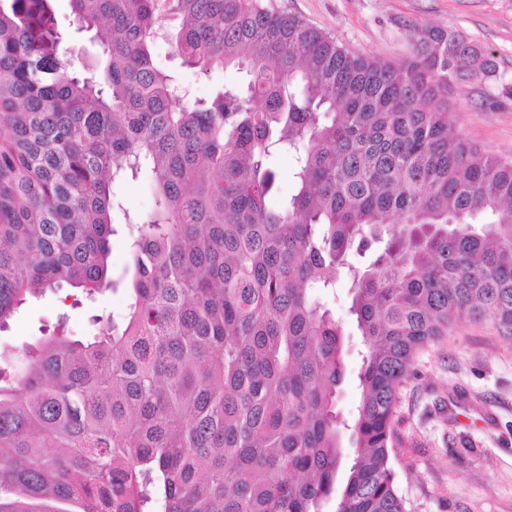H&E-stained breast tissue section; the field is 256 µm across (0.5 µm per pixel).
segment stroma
<instances>
[{
    "instance_id": "35a3bbf8",
    "label": "stroma",
    "mask_w": 512,
    "mask_h": 512,
    "mask_svg": "<svg viewBox=\"0 0 512 512\" xmlns=\"http://www.w3.org/2000/svg\"><path fill=\"white\" fill-rule=\"evenodd\" d=\"M332 34L352 52L383 62L405 57L414 28H452L486 51L497 80L459 84L448 101L454 134L512 160V0H277ZM157 65L176 70L190 99L215 85L243 82L235 70L203 74L180 66L169 45H154ZM350 282L338 276L327 296L349 342L338 407L355 411L361 394L362 341L348 306ZM68 288L22 305L0 331V346L23 352L66 317L71 335L95 334L96 317L122 321L126 290L71 304ZM391 465L408 512H512V338L489 324H463L421 350L400 391Z\"/></svg>"
}]
</instances>
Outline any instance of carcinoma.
I'll list each match as a JSON object with an SVG mask.
<instances>
[{"mask_svg": "<svg viewBox=\"0 0 512 512\" xmlns=\"http://www.w3.org/2000/svg\"><path fill=\"white\" fill-rule=\"evenodd\" d=\"M70 4L101 48L88 73L57 0H0V329L62 283L131 303L85 342L59 320L22 370L0 350V512H407L390 454L416 352L462 323L512 337V161L448 131V95L493 60L418 27L372 61L272 0ZM165 12L181 65L247 84L185 103L153 60ZM281 148L295 191L274 207ZM142 176L135 220L115 186ZM341 271L364 346L349 417ZM118 233L112 236L111 264L115 273H120L127 262V250L125 246V237L127 233L124 224L116 225Z\"/></svg>", "mask_w": 512, "mask_h": 512, "instance_id": "1", "label": "carcinoma"}]
</instances>
